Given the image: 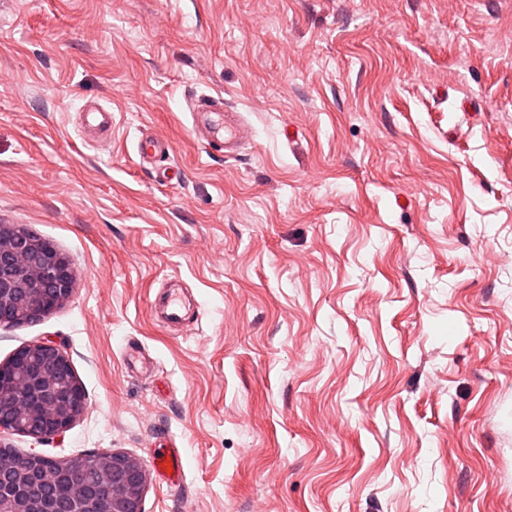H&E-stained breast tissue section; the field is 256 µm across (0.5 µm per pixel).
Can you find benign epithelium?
<instances>
[{
	"label": "benign epithelium",
	"instance_id": "7a95c632",
	"mask_svg": "<svg viewBox=\"0 0 512 512\" xmlns=\"http://www.w3.org/2000/svg\"><path fill=\"white\" fill-rule=\"evenodd\" d=\"M74 273L70 261L48 240L14 224H0V324L11 325L20 317L41 319L62 306L72 295ZM14 358L26 360L49 388L60 382L69 385L70 397L43 410L31 407L21 387L15 414L0 415V436L22 434L39 439L67 431L86 407V393L77 380L70 357L52 341H41L17 352ZM43 455L32 453L22 470L13 471L0 464V482L18 478L45 483L99 470L112 475L106 496L82 495L66 502H38L12 512H143L147 474L140 463L124 453L101 451L87 457L65 461L57 470L43 467Z\"/></svg>",
	"mask_w": 512,
	"mask_h": 512
}]
</instances>
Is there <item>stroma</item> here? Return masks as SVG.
<instances>
[{
	"mask_svg": "<svg viewBox=\"0 0 512 512\" xmlns=\"http://www.w3.org/2000/svg\"><path fill=\"white\" fill-rule=\"evenodd\" d=\"M510 30L512 0H0V218L75 273L0 363L56 342L87 394L8 443L176 442L144 512H512ZM215 93L233 158L192 131ZM173 285L181 331L150 311ZM193 118H205L213 134L224 138V156L236 155L251 137L250 127L240 119L239 113L226 106L221 95L202 94L195 97L190 106ZM213 116H217L215 120ZM224 122L219 123L220 119ZM214 123V124H213ZM87 130L94 129L103 141L110 140L112 136V110L111 108H96L86 112ZM171 151L168 140L153 130L142 133L137 142V154L142 164L168 159ZM169 468H172V472H169ZM153 471L157 475L165 477L171 484L179 483L183 473L181 448L176 443L162 448L154 457Z\"/></svg>",
	"mask_w": 512,
	"mask_h": 512,
	"instance_id": "35a3bbf8",
	"label": "stroma"
}]
</instances>
